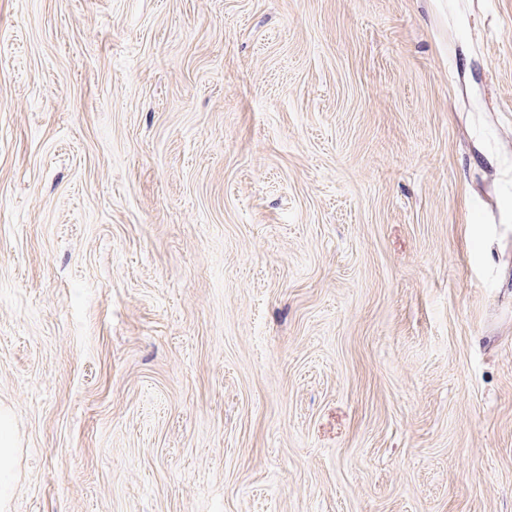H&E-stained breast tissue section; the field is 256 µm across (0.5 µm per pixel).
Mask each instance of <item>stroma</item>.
Wrapping results in <instances>:
<instances>
[{
  "mask_svg": "<svg viewBox=\"0 0 512 512\" xmlns=\"http://www.w3.org/2000/svg\"><path fill=\"white\" fill-rule=\"evenodd\" d=\"M0 512H512V0H0ZM12 444L11 420L7 415L0 414V486L2 485V475L11 464L8 448H11Z\"/></svg>",
  "mask_w": 512,
  "mask_h": 512,
  "instance_id": "stroma-1",
  "label": "stroma"
}]
</instances>
